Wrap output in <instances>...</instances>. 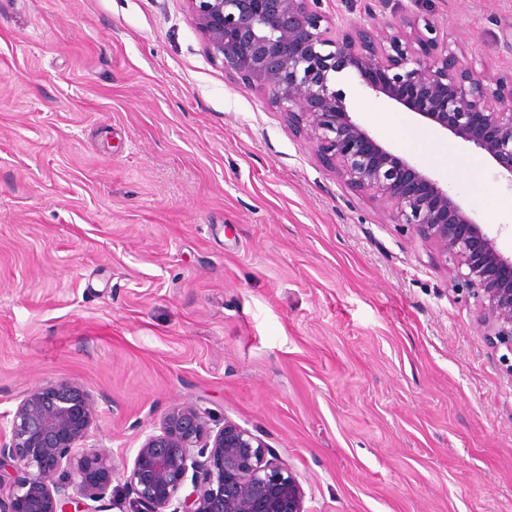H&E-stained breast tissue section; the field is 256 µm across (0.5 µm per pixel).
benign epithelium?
<instances>
[{"label": "benign epithelium", "instance_id": "7a95c632", "mask_svg": "<svg viewBox=\"0 0 512 512\" xmlns=\"http://www.w3.org/2000/svg\"><path fill=\"white\" fill-rule=\"evenodd\" d=\"M322 0H186L212 59L265 93L337 177L379 202L453 264L495 350L512 355V255L429 170L396 154L348 111L334 75L362 84L482 150L512 184V73L494 79L459 58L437 28L404 14L381 36L335 28ZM95 400L61 380L32 389L0 435V512H104L115 469L96 445ZM122 478L126 512H307L294 474L263 439L230 421L214 430L199 405H176L146 435Z\"/></svg>", "mask_w": 512, "mask_h": 512}]
</instances>
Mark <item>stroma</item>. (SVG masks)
<instances>
[{
	"instance_id": "stroma-1",
	"label": "stroma",
	"mask_w": 512,
	"mask_h": 512,
	"mask_svg": "<svg viewBox=\"0 0 512 512\" xmlns=\"http://www.w3.org/2000/svg\"><path fill=\"white\" fill-rule=\"evenodd\" d=\"M321 9L378 34L415 13L512 71V0ZM335 87L512 251L483 151L352 70ZM430 252L210 58L185 0H0V431L66 379L119 470L198 404L259 435L306 512H512V366Z\"/></svg>"
}]
</instances>
